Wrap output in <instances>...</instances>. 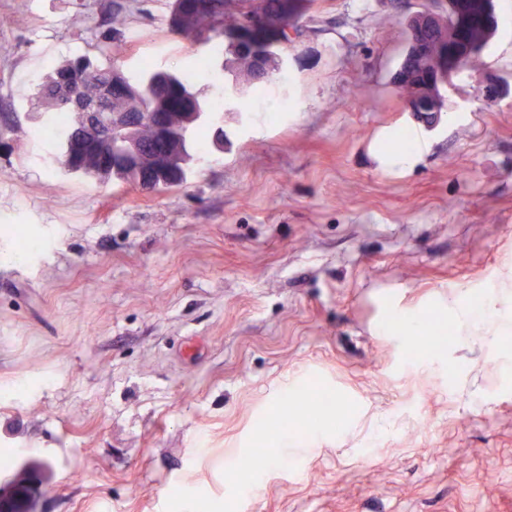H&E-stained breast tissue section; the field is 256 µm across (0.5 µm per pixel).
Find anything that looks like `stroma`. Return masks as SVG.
I'll return each instance as SVG.
<instances>
[{"mask_svg": "<svg viewBox=\"0 0 512 512\" xmlns=\"http://www.w3.org/2000/svg\"><path fill=\"white\" fill-rule=\"evenodd\" d=\"M424 2L310 0L285 78L146 192L67 174L15 90L77 54L192 70L173 0H0V512H512V336L453 313L512 266V0L453 121L391 83ZM403 129L416 161L384 165ZM429 316L416 354L384 326ZM312 386L333 418L292 429Z\"/></svg>", "mask_w": 512, "mask_h": 512, "instance_id": "35a3bbf8", "label": "stroma"}]
</instances>
